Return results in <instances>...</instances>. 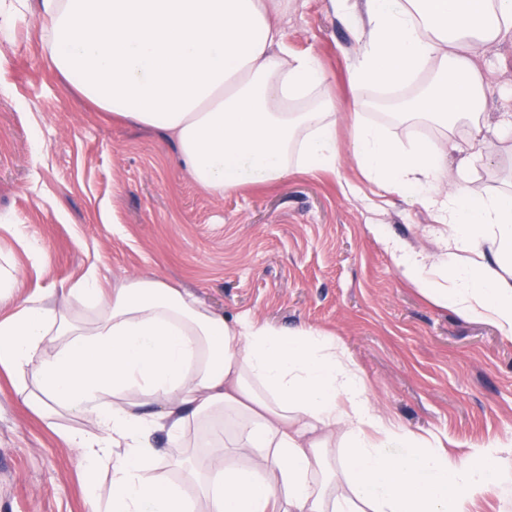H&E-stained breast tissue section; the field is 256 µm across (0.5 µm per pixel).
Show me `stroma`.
<instances>
[{
  "label": "stroma",
  "mask_w": 512,
  "mask_h": 512,
  "mask_svg": "<svg viewBox=\"0 0 512 512\" xmlns=\"http://www.w3.org/2000/svg\"><path fill=\"white\" fill-rule=\"evenodd\" d=\"M365 35L330 0H293L285 20L289 50L316 56L340 111L361 104L403 145L439 137L430 125L380 122L377 92L349 84ZM480 67L493 150L468 162L476 199L512 192V139L498 124L512 110V40L488 46ZM336 142V171L214 195L159 131L99 109L55 69L35 11L0 16V271L17 276L21 300L92 270L107 284L163 278L230 317L321 328L348 348L380 410L443 439L450 457L512 438V338L401 277L373 225L435 254V217L365 177L341 120ZM29 385L0 368V512H87L89 484L108 501L111 472L85 476L63 439L94 431L93 417L43 419L23 401Z\"/></svg>",
  "instance_id": "35a3bbf8"
}]
</instances>
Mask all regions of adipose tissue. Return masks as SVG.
<instances>
[{
	"instance_id": "adipose-tissue-1",
	"label": "adipose tissue",
	"mask_w": 512,
	"mask_h": 512,
	"mask_svg": "<svg viewBox=\"0 0 512 512\" xmlns=\"http://www.w3.org/2000/svg\"><path fill=\"white\" fill-rule=\"evenodd\" d=\"M289 0H38L55 68L100 109L164 131L200 186L225 195L294 169L335 170L336 105L310 54L289 53ZM368 37L350 85L409 89L406 118L463 128L464 142L403 147L351 112V156L379 185L433 210L438 255L381 242L402 277L461 317L512 337V285L485 262L512 261V196L470 201L443 164L483 144L479 57L512 36V0H365ZM469 256L467 267L455 262ZM89 308L78 319L74 304ZM0 366L31 377L33 411L94 416L66 432L88 471L112 467V498L89 512H469L505 442L459 458L386 417L347 348L319 328L229 318L157 277L104 286L87 274L0 319ZM183 484L145 478L152 439L187 447Z\"/></svg>"
}]
</instances>
